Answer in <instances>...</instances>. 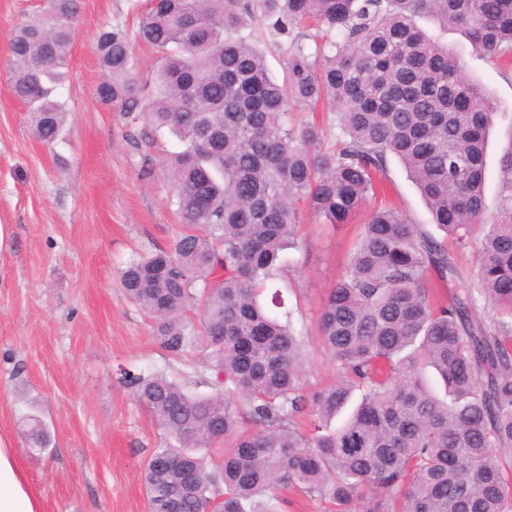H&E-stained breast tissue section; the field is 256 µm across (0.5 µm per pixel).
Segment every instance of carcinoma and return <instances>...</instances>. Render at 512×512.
<instances>
[{
	"instance_id": "carcinoma-1",
	"label": "carcinoma",
	"mask_w": 512,
	"mask_h": 512,
	"mask_svg": "<svg viewBox=\"0 0 512 512\" xmlns=\"http://www.w3.org/2000/svg\"><path fill=\"white\" fill-rule=\"evenodd\" d=\"M132 10L134 39L156 53L152 91L116 24L94 40L96 101L177 139L149 173L160 170L181 231L119 279L159 347L201 352L207 372L194 382L121 371L161 434L143 472L149 512L213 502L279 512L288 489L331 512H512V146L476 279L445 239L385 200L360 225L316 319L334 382L307 391L304 331L273 313L286 307L273 283L298 247L300 203L348 224L379 197L393 157L445 235L463 245L485 223L492 100L417 19L512 59V0H133ZM76 12V0H46L11 37L13 93L49 146L65 124L54 91ZM255 20L283 50L280 81L244 34ZM319 103L327 123L291 122L293 106ZM200 384L211 392L193 391ZM306 413L309 434L296 427Z\"/></svg>"
}]
</instances>
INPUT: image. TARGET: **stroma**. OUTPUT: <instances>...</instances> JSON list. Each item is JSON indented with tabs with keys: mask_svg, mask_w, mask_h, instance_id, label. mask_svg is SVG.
Returning a JSON list of instances; mask_svg holds the SVG:
<instances>
[{
	"mask_svg": "<svg viewBox=\"0 0 512 512\" xmlns=\"http://www.w3.org/2000/svg\"><path fill=\"white\" fill-rule=\"evenodd\" d=\"M43 0H0V434L9 437L42 512H148L143 467L161 442L149 413L118 382L120 368L163 370L151 323L128 301L119 270L142 249L167 245L179 230L161 177L148 159L174 151L147 122L128 126L94 96L101 72L92 46L99 29L135 30L130 0H80L65 81L56 90L69 118L63 142L32 133L30 114L10 89L14 28ZM421 26L453 47L465 78L482 84L495 107L486 153L485 202L497 214L499 158L512 143V70L429 19ZM384 190L412 222L430 223L403 166L389 165ZM357 224L331 226L303 211L302 250L288 251L279 281L294 324L308 327L307 380L316 389L336 377L313 325L356 242ZM46 426L47 447L24 437L28 415Z\"/></svg>",
	"mask_w": 512,
	"mask_h": 512,
	"instance_id": "1",
	"label": "stroma"
}]
</instances>
